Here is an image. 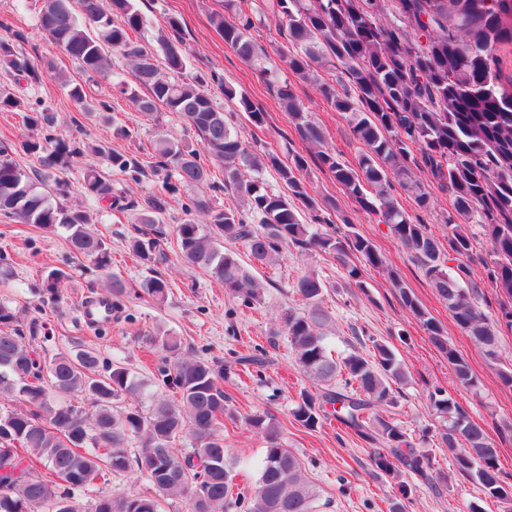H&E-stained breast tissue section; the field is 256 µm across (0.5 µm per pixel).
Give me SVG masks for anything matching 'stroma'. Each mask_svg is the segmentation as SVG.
<instances>
[{
  "label": "stroma",
  "mask_w": 512,
  "mask_h": 512,
  "mask_svg": "<svg viewBox=\"0 0 512 512\" xmlns=\"http://www.w3.org/2000/svg\"><path fill=\"white\" fill-rule=\"evenodd\" d=\"M137 5L150 21L142 33L145 42H154L158 31L166 28L168 18L179 19L180 33L191 53L190 71H220L264 112L265 122L260 126L252 124L245 114H238L242 136L268 150L282 153L290 149L308 156L309 194L318 200H334L339 216L348 218L358 233L376 245L386 267L365 269L364 288H352L333 257L292 248L276 263L253 267V274L265 286V299L254 309L240 306L221 284L184 263L176 243V227L188 217L185 203L204 198L216 210L234 204L233 194L218 187L223 180L218 170L213 173L212 185L180 188L172 206L159 218L165 231L161 248L166 261L142 264L131 255L129 242L139 227L136 201L162 185L161 175L152 166L151 147L157 139L165 138L193 148L197 145L195 137L175 113H161L155 121L148 119L119 94L111 96L112 109L107 116L82 114L58 82L47 77L34 96L55 113V133H75L84 142L103 145L107 152L128 155L140 163L145 174L135 183L111 168L105 155L89 153L83 158L84 163L103 170L133 202L125 210L101 213L90 227L110 249L112 264L106 270L73 255L64 229L47 232L0 216V257L6 259L12 271L11 278L0 283V298L13 302L21 328L34 323L50 335V342L41 348L43 356L91 349L101 360L121 363L145 379L151 377L160 358L159 352L143 348L141 338L147 333L164 331L180 336L184 351L222 363L264 349L266 367L261 376L230 373L224 377L233 411L224 420V444L248 481L256 479V466L266 443L248 430L244 418L255 412H270L282 424L283 441L302 458L321 500L327 501L323 512H390L394 502L402 503L404 512H464L481 491L473 481L456 473L451 455L442 448L441 423L429 407V393L435 387H444L470 419L485 429L499 450L501 469L512 473V387L504 386L499 377L500 371L512 368V332L504 331L498 359L493 362L460 330L420 265L387 225L359 211L331 172L312 161V148L301 140L259 71L242 62L225 44L209 20L212 12L221 10L220 0H138ZM36 11L35 0H0V23L25 34L27 52L47 58L56 70L77 76L75 64L38 30ZM294 91L342 162L356 165L360 145L350 135L344 118L312 85L298 82ZM54 268L68 274L61 286L62 300L56 304L41 292L43 277ZM312 269L327 285L324 307L332 318L330 342L337 352L356 348L368 356L373 341L378 340L391 345L403 359L408 381L391 413L430 454L432 467L427 477L409 472L396 478L377 474L368 448L356 436L342 432L336 419H328L317 431L307 432L290 417L300 390L309 381L295 370L287 338L280 334L276 317L285 308L298 307L294 283ZM393 272L443 325L449 344L477 377L476 389L455 384L447 359L402 305L389 279ZM155 274L171 284L164 305L146 297L128 300L124 316L102 331L82 322V299L100 295L111 278L139 282Z\"/></svg>",
  "instance_id": "stroma-1"
}]
</instances>
